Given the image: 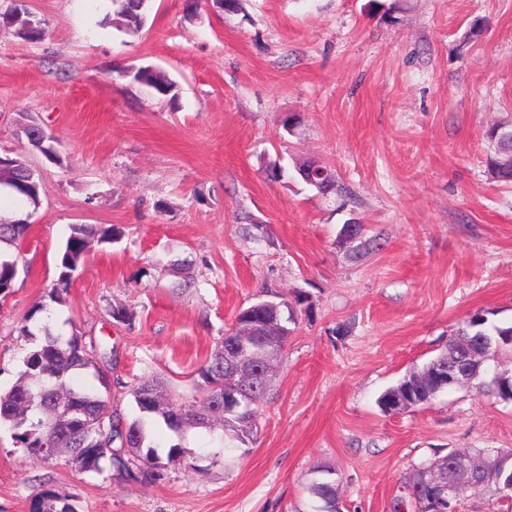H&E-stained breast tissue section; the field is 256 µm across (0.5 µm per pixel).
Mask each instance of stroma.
<instances>
[{"instance_id":"stroma-1","label":"stroma","mask_w":512,"mask_h":512,"mask_svg":"<svg viewBox=\"0 0 512 512\" xmlns=\"http://www.w3.org/2000/svg\"><path fill=\"white\" fill-rule=\"evenodd\" d=\"M389 2L242 0L225 14L205 0L191 15L186 0H151L131 32L111 0H24L43 39L0 30V155L23 156L42 183L0 299V391L34 346L20 325L49 303L73 224L124 233L91 244L53 311L63 333L105 349L127 417L143 377L193 395L237 312L267 291L309 303L248 451L157 424L183 459L148 483L25 456L1 429L0 512H34L43 488L76 512H309L320 467L342 512H394L434 454L512 448V401L488 383L400 414L377 406L469 314L512 322V185L487 166L489 129L512 123V0H400L392 21ZM141 66L167 71L178 98L128 78ZM27 115L57 159L16 137ZM307 159L334 169L351 200L299 182ZM351 219L378 242L360 260L338 241ZM114 306L131 321L112 319Z\"/></svg>"}]
</instances>
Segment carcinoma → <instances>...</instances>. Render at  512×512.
I'll return each mask as SVG.
<instances>
[{"label": "carcinoma", "instance_id": "obj_1", "mask_svg": "<svg viewBox=\"0 0 512 512\" xmlns=\"http://www.w3.org/2000/svg\"><path fill=\"white\" fill-rule=\"evenodd\" d=\"M113 14L122 26L131 31L139 30L146 19L149 0H112ZM27 11L25 7L13 6L0 12V28L13 29L14 34L24 40L37 42L41 36L21 30L15 24L16 14ZM133 79L151 89L161 97L175 91L177 84L162 69H139ZM494 152L488 164L494 176L505 183L512 182V125H498L492 130ZM298 178L321 195L332 191L347 193L336 179L333 169L317 161H308L296 169ZM9 193L24 206H37L40 196V182L36 181L26 189L9 188ZM29 225L9 224L7 218L0 219V296L12 292L18 275L19 258L2 247L19 249ZM123 236L120 228L114 225L72 224L70 233L60 251L59 275L50 294L51 300L60 305L64 302L63 293L83 261L89 244H112ZM306 298L302 294L288 300L279 295L260 300L241 309L235 322L224 334V340L210 353L200 375L206 385L203 394L177 401L167 394L164 387L152 377H144L131 390L139 416L128 419L118 409L110 406L112 382L101 372L98 362L105 359L106 352L88 345L76 332L65 335L54 329L51 310L43 305H35L24 318L20 332L28 337H39L34 348L23 359L24 369L16 383L6 392L0 393V426L11 432L16 446L23 452L39 457L45 443L51 442L58 452L68 454L71 462L82 472H98L101 463L106 461L123 478L135 480L146 476L152 480L163 479L165 470L182 458L180 444H172L166 455L158 453V444L151 439L148 423L163 422L170 430L181 426L207 427L203 408L210 404L224 406V364L230 342L245 331L249 324H260L266 319L275 318L282 323L276 336H259L256 345L274 343L286 348L299 314L307 312ZM491 338L497 342L492 353L501 357L512 352V324L499 325L488 318V311L479 310L469 316L448 339V362L456 363L477 353L482 339ZM93 372L104 387L105 392L86 387L81 375ZM494 393L503 401H512V374L498 373L492 379ZM397 387L409 388L413 394L412 406L422 405L427 395L434 392L430 385L417 384L413 375H407ZM151 391L154 399L147 405L140 395L143 390ZM65 390L71 397L72 412L64 416L58 412L56 397L58 391ZM265 398L256 399L239 408V413L249 417L246 425L236 415L228 416L224 426L231 431L230 441L241 448L251 442L258 419V406ZM500 477L499 486H490V497L495 503L496 512H512V465H501L500 456H511L512 450L503 448H478ZM450 455L434 457L423 461L405 477V490L420 510L423 494V479L427 470L434 468L443 476L454 480H470L471 476L456 472L448 467ZM311 500L327 507L325 512H341L338 497V484L332 470L324 468L307 486ZM35 512H75V508L65 502L52 490H41L35 497Z\"/></svg>", "mask_w": 512, "mask_h": 512}]
</instances>
